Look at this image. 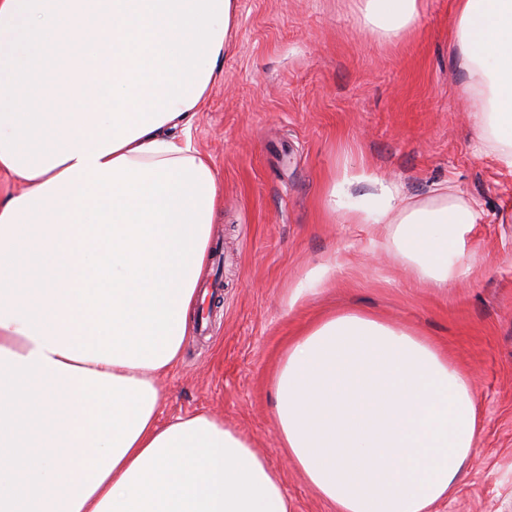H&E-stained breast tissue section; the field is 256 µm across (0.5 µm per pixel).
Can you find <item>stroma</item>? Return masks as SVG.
Masks as SVG:
<instances>
[{"label":"stroma","mask_w":512,"mask_h":512,"mask_svg":"<svg viewBox=\"0 0 512 512\" xmlns=\"http://www.w3.org/2000/svg\"><path fill=\"white\" fill-rule=\"evenodd\" d=\"M224 72L191 130L220 189L207 268L208 334L191 330L163 377L158 420L206 412L278 470L294 512H335L280 446L271 377L289 343L331 313L359 311L444 350L472 377L481 440L433 512H512V168L481 151L455 44V0H424L417 26L368 34L361 0H238ZM366 169L414 202L475 204L451 286L404 273L390 233L331 213L344 169ZM335 275L291 295L320 265Z\"/></svg>","instance_id":"1"}]
</instances>
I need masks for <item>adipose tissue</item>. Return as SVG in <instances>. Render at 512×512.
<instances>
[{"mask_svg": "<svg viewBox=\"0 0 512 512\" xmlns=\"http://www.w3.org/2000/svg\"><path fill=\"white\" fill-rule=\"evenodd\" d=\"M421 0H364L365 30L398 37ZM54 31L63 63L35 108L82 168L106 119L98 91L122 60L113 0H65ZM456 46L486 143L512 167V0H456ZM197 109L121 149L129 166L174 161L215 183L193 149ZM0 196V512H293L279 473L209 414L162 425L164 368L64 357L90 340L78 313L79 180L56 170ZM371 188L354 224L393 225L404 268L433 288L458 275L476 211L441 194L405 203L372 174H343L328 200ZM280 443L336 512H431L477 456L473 380L436 346L361 312L328 315L288 347L273 376Z\"/></svg>", "mask_w": 512, "mask_h": 512, "instance_id": "adipose-tissue-1", "label": "adipose tissue"}]
</instances>
